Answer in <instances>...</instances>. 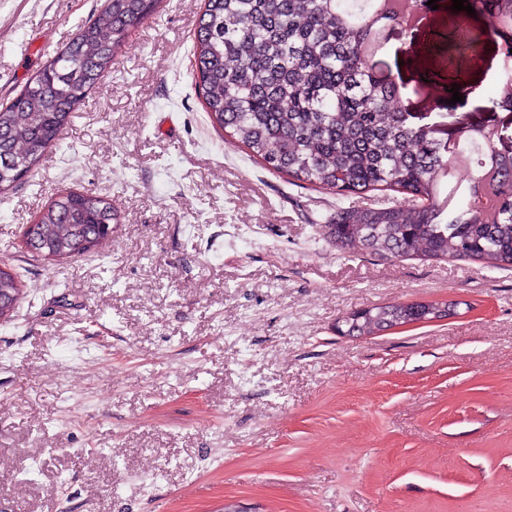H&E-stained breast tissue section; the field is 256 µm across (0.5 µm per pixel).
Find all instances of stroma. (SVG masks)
Wrapping results in <instances>:
<instances>
[{
    "instance_id": "35a3bbf8",
    "label": "stroma",
    "mask_w": 512,
    "mask_h": 512,
    "mask_svg": "<svg viewBox=\"0 0 512 512\" xmlns=\"http://www.w3.org/2000/svg\"><path fill=\"white\" fill-rule=\"evenodd\" d=\"M374 58L406 111L494 128L512 28L452 0ZM102 0H0V104ZM201 0H161L60 146L0 196V512H512V269L337 251L324 225L380 200L295 185L215 130L191 70ZM464 57L449 104L433 53ZM111 199L96 253L56 265L22 230L56 194ZM460 300L459 316L352 338L347 313ZM21 293V282L18 273L6 265L0 266V303H2L0 323L12 321Z\"/></svg>"
}]
</instances>
